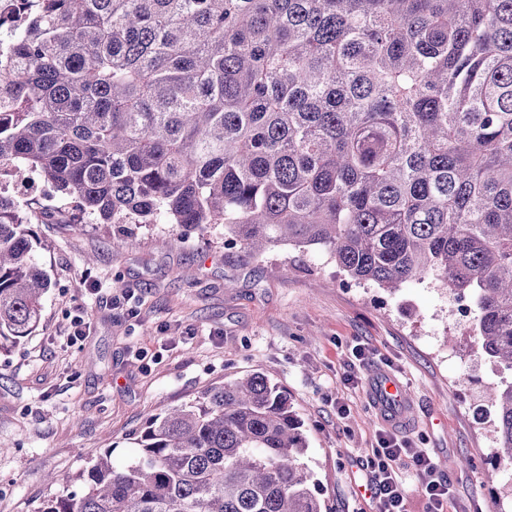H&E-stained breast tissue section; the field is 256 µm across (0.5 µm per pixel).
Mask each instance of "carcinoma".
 <instances>
[{"mask_svg": "<svg viewBox=\"0 0 512 512\" xmlns=\"http://www.w3.org/2000/svg\"><path fill=\"white\" fill-rule=\"evenodd\" d=\"M0 169L105 224L249 258L318 245L356 281L472 295L512 371V0H18L0 29ZM0 194V344L50 278ZM493 483L512 380L489 390ZM38 512H323L288 393L259 372L157 414Z\"/></svg>", "mask_w": 512, "mask_h": 512, "instance_id": "carcinoma-1", "label": "carcinoma"}]
</instances>
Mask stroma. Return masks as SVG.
I'll return each instance as SVG.
<instances>
[{
	"label": "stroma",
	"mask_w": 512,
	"mask_h": 512,
	"mask_svg": "<svg viewBox=\"0 0 512 512\" xmlns=\"http://www.w3.org/2000/svg\"><path fill=\"white\" fill-rule=\"evenodd\" d=\"M76 210L54 189L30 210L51 286L38 328L0 346V512H38L103 451L123 463L146 411L251 372L287 389L326 512H373L362 487L384 433L437 463L447 512H512V471L484 479L497 436L481 408L494 377L469 297L429 280L395 291L355 281L317 246L251 260L220 224L203 235L134 224L120 249L117 225L73 221ZM175 232L181 246L163 249ZM78 316L88 330L72 345ZM384 375L407 390L406 426L372 399Z\"/></svg>",
	"instance_id": "stroma-1"
}]
</instances>
